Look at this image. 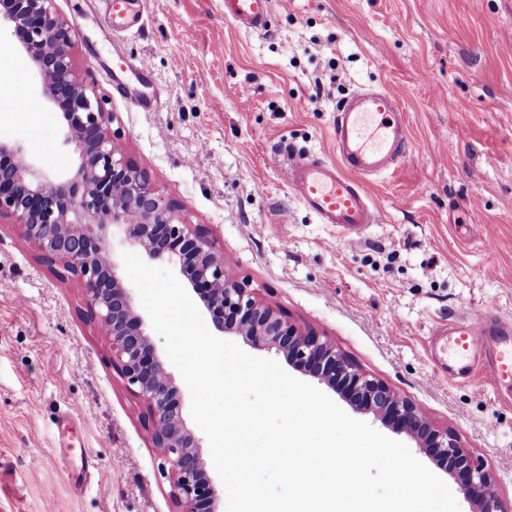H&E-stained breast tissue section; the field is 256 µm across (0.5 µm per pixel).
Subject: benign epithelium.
<instances>
[{
	"instance_id": "1",
	"label": "benign epithelium",
	"mask_w": 512,
	"mask_h": 512,
	"mask_svg": "<svg viewBox=\"0 0 512 512\" xmlns=\"http://www.w3.org/2000/svg\"><path fill=\"white\" fill-rule=\"evenodd\" d=\"M0 21L31 60L43 97L60 112L64 143L77 160L72 178L51 182L22 143L0 136V219L19 226L58 278L80 283L97 329L106 331L112 364L144 404V423L169 466L178 512H217L224 490L207 476L200 440L182 417L178 388L120 274L117 254L125 245L179 265L218 332L275 350L354 409L409 436L457 476L472 512H507L493 474L462 447L453 429L430 423L327 338L286 321L229 277L224 255L205 230L184 222L178 205L162 197L146 171L127 157L111 130L112 113L74 72L71 29L56 13L54 0H0Z\"/></svg>"
}]
</instances>
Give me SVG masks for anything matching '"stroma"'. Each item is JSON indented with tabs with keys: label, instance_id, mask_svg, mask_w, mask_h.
I'll list each match as a JSON object with an SVG mask.
<instances>
[{
	"label": "stroma",
	"instance_id": "obj_1",
	"mask_svg": "<svg viewBox=\"0 0 512 512\" xmlns=\"http://www.w3.org/2000/svg\"><path fill=\"white\" fill-rule=\"evenodd\" d=\"M55 8L127 156L230 275L453 427L512 507V407L483 380L435 376L427 355L436 327L486 301L512 316V0H275L261 33L225 21L223 0H144L142 28L119 35L102 0ZM119 53L151 77L153 110L116 90L133 82L112 70ZM0 83V134L68 173L64 121L3 43ZM368 87L397 96L407 143L373 176L379 221L354 245L302 205L279 159L336 161V110ZM143 411L80 284L0 223V512H177Z\"/></svg>",
	"mask_w": 512,
	"mask_h": 512
}]
</instances>
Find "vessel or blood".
<instances>
[{"label": "vessel or blood", "instance_id": "b4317fda", "mask_svg": "<svg viewBox=\"0 0 512 512\" xmlns=\"http://www.w3.org/2000/svg\"><path fill=\"white\" fill-rule=\"evenodd\" d=\"M274 0H224V18L248 32L263 31ZM112 26H141L142 14L132 0H110ZM403 109L387 90L354 93L337 110V162L288 152L282 164L296 196L322 224L343 229L359 239L368 225L378 223L379 207L363 176L390 168L405 142ZM435 375L466 382L483 375L497 403L512 407V319L486 303L473 316L456 317L436 329L428 345Z\"/></svg>", "mask_w": 512, "mask_h": 512}]
</instances>
